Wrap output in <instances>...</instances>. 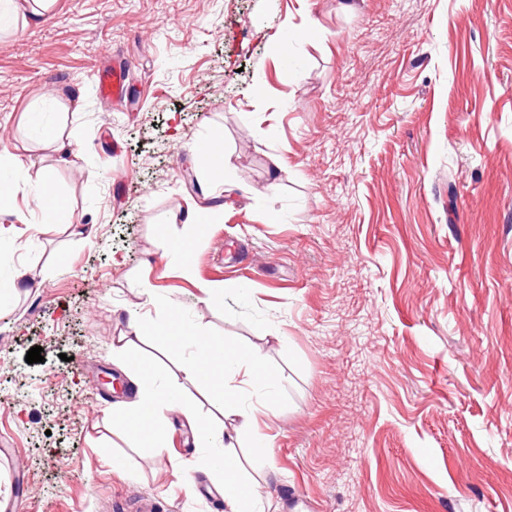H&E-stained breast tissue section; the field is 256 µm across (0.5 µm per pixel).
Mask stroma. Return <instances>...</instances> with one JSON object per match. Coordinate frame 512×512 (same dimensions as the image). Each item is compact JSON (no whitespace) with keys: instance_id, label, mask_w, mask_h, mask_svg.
Wrapping results in <instances>:
<instances>
[{"instance_id":"1","label":"stroma","mask_w":512,"mask_h":512,"mask_svg":"<svg viewBox=\"0 0 512 512\" xmlns=\"http://www.w3.org/2000/svg\"><path fill=\"white\" fill-rule=\"evenodd\" d=\"M107 63L124 98L96 86ZM215 136L230 198L198 151ZM1 154L32 164L0 209V279L37 287L0 318V512H224L209 476L173 475L203 454L181 416L160 455L112 428L147 288L146 324L179 308L278 379L234 447L270 444L243 474L264 512L292 489L307 512H512V0H57L0 40ZM135 350L168 384L190 356ZM54 197L55 193L49 183V179L45 178L37 196V201L43 213V221L47 224L56 223L58 208L56 207L57 202ZM223 207L211 206L200 210L196 215L190 216L188 222L194 224L199 237H204L208 224L218 223L223 219Z\"/></svg>"}]
</instances>
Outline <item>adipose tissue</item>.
<instances>
[{"mask_svg": "<svg viewBox=\"0 0 512 512\" xmlns=\"http://www.w3.org/2000/svg\"><path fill=\"white\" fill-rule=\"evenodd\" d=\"M127 328V334L119 336L118 342L121 350L127 353L125 364L133 375L135 398L115 412L113 427L132 435L143 447L161 452L167 443L165 426L168 416L179 414L191 428L197 447L208 449L209 454L191 462H178L175 472L186 475L194 469L206 471L223 486L229 512H260L257 495L247 491L242 482L243 461L231 454L230 449L234 433L256 431L255 407L263 403L277 386V379L265 368L259 356L237 351L226 342L199 335L184 321L180 312H172L168 322L156 327V335L164 341L194 350V358L181 367L183 378L190 383H208L222 395L223 416L235 425L234 433H226L224 426H213L199 415L196 407L185 398L181 387L156 388L159 374L155 368L129 353L133 336L143 329L140 313H128ZM230 376L242 377L248 384L253 398L251 405H242L237 392L227 390L225 380Z\"/></svg>", "mask_w": 512, "mask_h": 512, "instance_id": "adipose-tissue-1", "label": "adipose tissue"}]
</instances>
